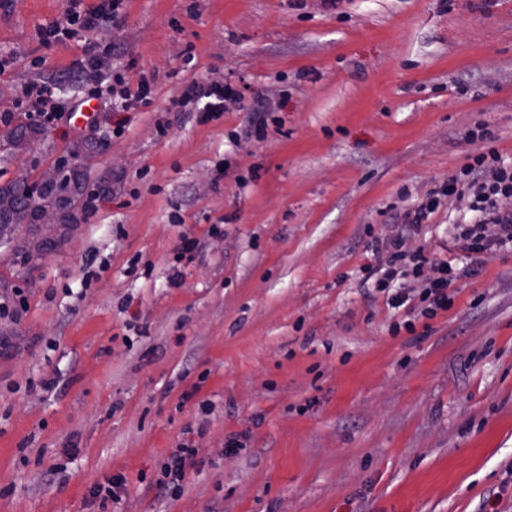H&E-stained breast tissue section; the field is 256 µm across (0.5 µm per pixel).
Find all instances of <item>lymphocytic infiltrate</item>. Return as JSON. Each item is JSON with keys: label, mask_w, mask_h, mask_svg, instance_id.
I'll list each match as a JSON object with an SVG mask.
<instances>
[{"label": "lymphocytic infiltrate", "mask_w": 512, "mask_h": 512, "mask_svg": "<svg viewBox=\"0 0 512 512\" xmlns=\"http://www.w3.org/2000/svg\"><path fill=\"white\" fill-rule=\"evenodd\" d=\"M81 0H68L65 19L48 26L47 33L54 40L85 38L88 32L111 14L117 13L122 0H101L100 5L85 11L80 7ZM89 80L94 85L95 96L109 95L118 110L125 111L133 106L147 103L150 94L146 78L130 82L121 73L104 77L90 72ZM240 97L238 89L231 84L213 81L207 84L197 82L185 86L171 105L178 109H190L214 117L228 111ZM65 106L57 98L53 87L46 84L30 83L22 87L14 110L0 112V123L9 124L14 112H22L31 123L48 127L61 119ZM459 194L470 200L473 213L471 221L459 225L457 237L466 242L469 250L484 251L491 247L512 248V211L500 210L497 200L512 196V165H505L499 152L491 146L473 156L457 174L438 188L429 192L421 202L404 215L408 224L428 223L444 197ZM376 270L380 274L381 288L400 278H412L419 285L418 297L406 292L393 293L389 299L392 307L410 306L413 299H420L425 307L423 316H434L437 311L448 309L452 302L448 288L454 278L450 261L440 262V274L434 278L424 275L430 260L424 250L411 251L405 246L403 237L389 239L374 252Z\"/></svg>", "instance_id": "f902f5d3"}]
</instances>
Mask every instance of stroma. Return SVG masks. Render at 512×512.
Segmentation results:
<instances>
[{
    "mask_svg": "<svg viewBox=\"0 0 512 512\" xmlns=\"http://www.w3.org/2000/svg\"><path fill=\"white\" fill-rule=\"evenodd\" d=\"M66 7L0 6V111L30 81L81 107L91 52L151 95L0 150L3 185L82 137L112 181L48 254L31 225L0 245V301L25 302L0 317V512H512V250L455 237L464 196L403 221L483 143L512 162V0H124L92 50L45 41ZM222 79L230 110H170ZM400 233L469 271L434 318L370 274ZM196 449L181 448L173 453L161 467V477L157 485L170 496H177L182 488L186 476L187 466H193L192 459L196 456ZM125 482V477L122 474H117L112 476V480L108 481L107 485L94 484L90 489V493L93 497L99 499L104 507L108 501L114 503L121 499V492L124 489Z\"/></svg>",
    "mask_w": 512,
    "mask_h": 512,
    "instance_id": "35a3bbf8",
    "label": "stroma"
}]
</instances>
